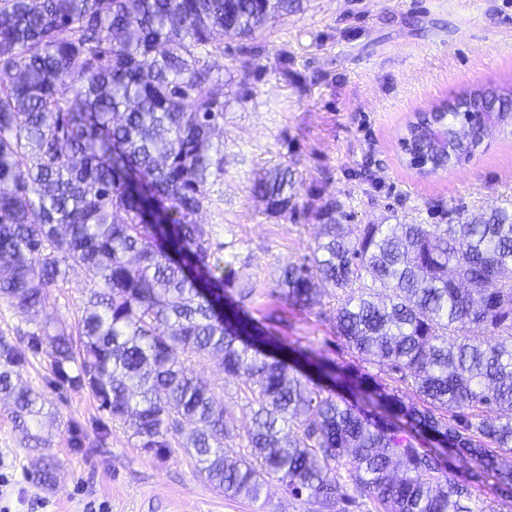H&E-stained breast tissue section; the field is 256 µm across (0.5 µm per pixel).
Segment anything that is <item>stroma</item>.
<instances>
[{
    "label": "stroma",
    "mask_w": 512,
    "mask_h": 512,
    "mask_svg": "<svg viewBox=\"0 0 512 512\" xmlns=\"http://www.w3.org/2000/svg\"><path fill=\"white\" fill-rule=\"evenodd\" d=\"M264 40L257 67L223 58L229 85L253 94L226 109L224 174L208 185L205 215L212 245L232 244L249 273L268 282L278 265L308 254L314 213L332 198L356 224H444L454 208L467 217L512 209V124L490 129L462 165L431 175L407 166L398 145L407 122L434 103L512 82V0H311ZM289 160L306 187L294 222L267 218L250 192L256 173ZM88 285L72 274L30 316L0 300V338L17 342L43 323L75 331ZM247 306L285 342L346 360L325 316L329 301L298 312L262 290ZM196 373L238 420L249 419L237 380L218 378L210 359ZM22 380L58 413L48 432L58 470L52 484L36 479L43 452L22 443L0 401V474L12 481L0 512H85L90 501L104 512H318L274 481L258 497H226L179 448L154 458L88 391L56 387L43 355L31 356Z\"/></svg>",
    "instance_id": "stroma-1"
}]
</instances>
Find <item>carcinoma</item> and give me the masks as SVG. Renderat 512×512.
I'll return each mask as SVG.
<instances>
[{
    "mask_svg": "<svg viewBox=\"0 0 512 512\" xmlns=\"http://www.w3.org/2000/svg\"><path fill=\"white\" fill-rule=\"evenodd\" d=\"M309 0H0V299L46 305L90 278L77 335L48 327L0 338V398L31 448L57 422L22 382L43 352L55 382L86 389L139 447L181 448L227 497L277 481L321 512H497L512 498V213L464 222L352 224L335 199L316 246L279 267L269 295L299 310L325 295L352 356L290 347L247 309L256 286L236 254L211 251L207 185L224 174L215 139L227 105L224 37L243 67L269 24ZM512 120V86L464 90L407 125L409 159L451 168L484 126ZM295 163L257 174L271 219L297 222ZM498 337L491 342L490 337ZM209 358L250 408L240 423L195 373ZM399 375L405 399L356 360Z\"/></svg>",
    "mask_w": 512,
    "mask_h": 512,
    "instance_id": "carcinoma-1",
    "label": "carcinoma"
}]
</instances>
